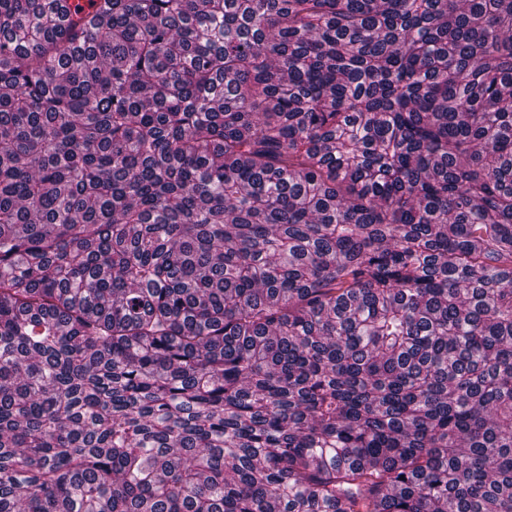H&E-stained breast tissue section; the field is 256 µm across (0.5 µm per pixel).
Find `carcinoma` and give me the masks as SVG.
Wrapping results in <instances>:
<instances>
[{"instance_id": "cac0c4a2", "label": "carcinoma", "mask_w": 512, "mask_h": 512, "mask_svg": "<svg viewBox=\"0 0 512 512\" xmlns=\"http://www.w3.org/2000/svg\"><path fill=\"white\" fill-rule=\"evenodd\" d=\"M0 512H512V0H0Z\"/></svg>"}]
</instances>
